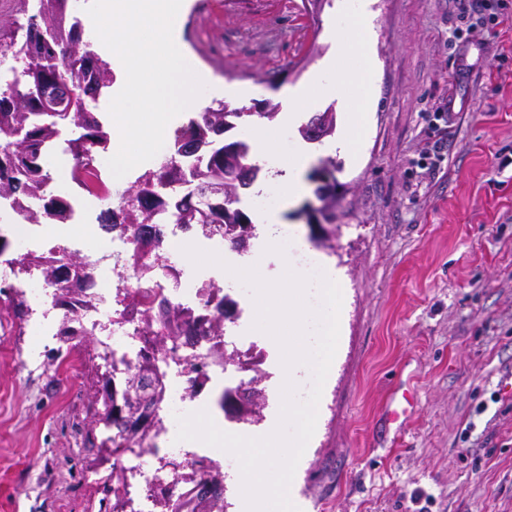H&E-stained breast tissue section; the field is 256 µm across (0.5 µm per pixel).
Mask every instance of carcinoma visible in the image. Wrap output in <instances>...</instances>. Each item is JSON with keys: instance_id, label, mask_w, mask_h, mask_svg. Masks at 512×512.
<instances>
[{"instance_id": "1", "label": "carcinoma", "mask_w": 512, "mask_h": 512, "mask_svg": "<svg viewBox=\"0 0 512 512\" xmlns=\"http://www.w3.org/2000/svg\"><path fill=\"white\" fill-rule=\"evenodd\" d=\"M72 0H38L21 23L1 18L0 30L12 29L9 44H0V65L5 70L0 86V202L30 224L46 221L65 223L73 207L66 195L48 187L52 182L47 158L51 150L62 148L71 159L69 175L74 184L88 192L92 185L78 173L103 156L110 133L92 108L112 83L108 64L88 49L82 40L81 22L72 11ZM44 84L68 85L76 91L43 96ZM281 104L265 99L253 105L207 106L174 132L167 155L153 169L123 190L106 187L103 199L108 208L101 212L102 227L110 231L119 224L137 227L136 255L147 259L143 266L166 270L158 263L159 238L153 237L155 224H179L186 230L196 227L210 232L223 224L225 240L237 247V238L254 233L255 224L241 207L243 191L232 181L235 170L262 171L252 161L246 139H229L226 133L247 129L257 121L277 120ZM335 163L327 159L311 179L321 182L316 195L324 206L309 215L310 224H336ZM18 272L38 270L44 282L55 288V303L65 310L58 336L69 342L83 335L78 327L75 303L94 287L88 262L65 248L52 260L27 253L13 259ZM142 294V321L145 337L140 359L120 383L103 375L87 409L90 415L85 441L114 451L143 447L155 427L153 413L164 387L159 380V363L179 349L177 326L185 312L166 300L155 301ZM0 294L10 299L15 317L23 322L30 307L17 284L0 286ZM207 336L224 335V314L199 311L195 320ZM102 424L111 434L95 442L94 426Z\"/></svg>"}]
</instances>
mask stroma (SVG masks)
Returning a JSON list of instances; mask_svg holds the SVG:
<instances>
[{"mask_svg":"<svg viewBox=\"0 0 512 512\" xmlns=\"http://www.w3.org/2000/svg\"><path fill=\"white\" fill-rule=\"evenodd\" d=\"M181 21L196 66L279 98L330 52L337 8L206 0ZM376 94L362 156L314 143L343 192L329 257L345 276L343 336L299 477L304 512H512V26L458 40L453 0H368ZM460 115L435 178L412 163L437 98ZM0 295V512H98L113 459L86 448L97 347L79 364L28 356Z\"/></svg>","mask_w":512,"mask_h":512,"instance_id":"1","label":"stroma"}]
</instances>
